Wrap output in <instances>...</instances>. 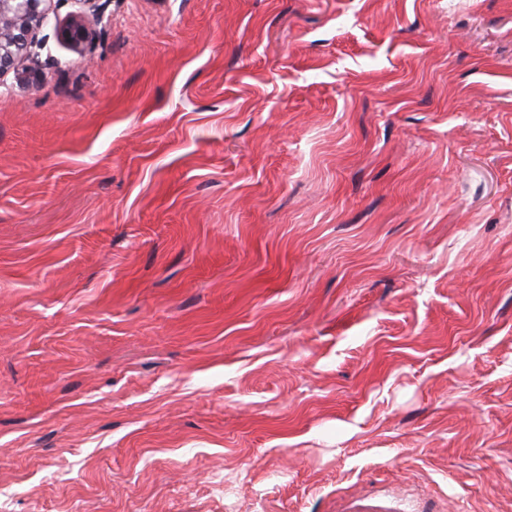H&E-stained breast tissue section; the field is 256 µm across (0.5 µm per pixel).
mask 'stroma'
Returning <instances> with one entry per match:
<instances>
[{"label":"stroma","instance_id":"35a3bbf8","mask_svg":"<svg viewBox=\"0 0 512 512\" xmlns=\"http://www.w3.org/2000/svg\"><path fill=\"white\" fill-rule=\"evenodd\" d=\"M0 80V512H512V0H107Z\"/></svg>","mask_w":512,"mask_h":512}]
</instances>
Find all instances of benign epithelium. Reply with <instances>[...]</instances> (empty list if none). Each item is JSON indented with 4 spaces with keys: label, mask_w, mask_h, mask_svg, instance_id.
Instances as JSON below:
<instances>
[{
    "label": "benign epithelium",
    "mask_w": 512,
    "mask_h": 512,
    "mask_svg": "<svg viewBox=\"0 0 512 512\" xmlns=\"http://www.w3.org/2000/svg\"><path fill=\"white\" fill-rule=\"evenodd\" d=\"M57 0H0V78L11 75L20 84H33L41 76L38 34L54 21L58 43L69 52H90L95 27L103 20L98 0H75L79 8L64 18L56 16Z\"/></svg>",
    "instance_id": "7a95c632"
}]
</instances>
